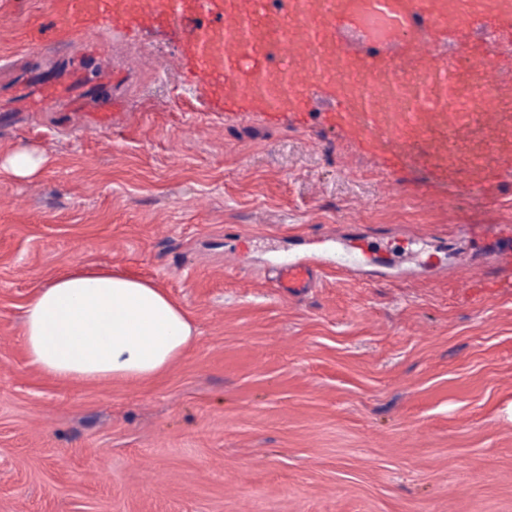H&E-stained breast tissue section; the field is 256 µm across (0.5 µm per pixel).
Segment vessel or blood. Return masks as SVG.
<instances>
[{
	"label": "vessel or blood",
	"instance_id": "b4317fda",
	"mask_svg": "<svg viewBox=\"0 0 512 512\" xmlns=\"http://www.w3.org/2000/svg\"><path fill=\"white\" fill-rule=\"evenodd\" d=\"M261 0H47L49 37L42 50L83 47L92 31L171 32L178 45L168 68L192 58L209 104L244 103L263 116H305L326 108L329 124L376 154L387 174L422 161L449 184L478 189L512 156L499 135L494 103L512 98V0H285L276 16ZM468 62L492 137L476 161H451L448 138L471 140V127L449 107ZM119 101L103 93L86 126L112 127ZM315 260L277 269L275 284L297 298L312 288Z\"/></svg>",
	"mask_w": 512,
	"mask_h": 512
}]
</instances>
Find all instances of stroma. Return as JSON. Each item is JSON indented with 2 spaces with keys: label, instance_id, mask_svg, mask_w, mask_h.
Returning a JSON list of instances; mask_svg holds the SVG:
<instances>
[{
  "label": "stroma",
  "instance_id": "35a3bbf8",
  "mask_svg": "<svg viewBox=\"0 0 512 512\" xmlns=\"http://www.w3.org/2000/svg\"><path fill=\"white\" fill-rule=\"evenodd\" d=\"M0 0V98L48 26ZM127 101L107 133L67 112L0 117V512H512V293L476 297L512 239V185L439 182L308 124L211 111L170 33L108 38ZM475 224L477 235L462 234ZM390 240L392 277L340 270ZM319 257L298 300L271 273ZM118 269L162 288L197 336L149 381H63L21 339L57 275ZM42 162V158L35 157L31 153L17 151L11 153L6 158L3 166L8 168L16 176L27 177L34 174Z\"/></svg>",
  "mask_w": 512,
  "mask_h": 512
}]
</instances>
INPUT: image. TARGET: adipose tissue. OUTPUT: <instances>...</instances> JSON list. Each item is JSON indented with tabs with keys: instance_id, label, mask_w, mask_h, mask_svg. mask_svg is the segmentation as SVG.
Listing matches in <instances>:
<instances>
[{
	"instance_id": "obj_1",
	"label": "adipose tissue",
	"mask_w": 512,
	"mask_h": 512,
	"mask_svg": "<svg viewBox=\"0 0 512 512\" xmlns=\"http://www.w3.org/2000/svg\"><path fill=\"white\" fill-rule=\"evenodd\" d=\"M194 336L192 322L164 290L109 269L56 276L32 297L22 323L31 361L64 379H151Z\"/></svg>"
}]
</instances>
